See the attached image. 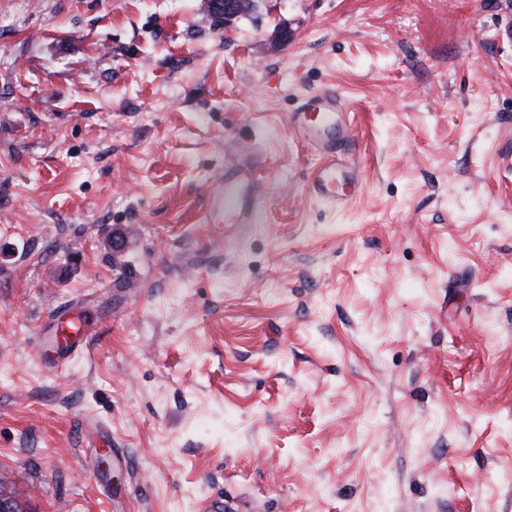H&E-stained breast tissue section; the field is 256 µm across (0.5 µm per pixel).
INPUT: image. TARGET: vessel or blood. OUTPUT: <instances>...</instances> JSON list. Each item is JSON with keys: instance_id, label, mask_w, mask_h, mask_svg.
<instances>
[{"instance_id": "obj_1", "label": "vessel or blood", "mask_w": 512, "mask_h": 512, "mask_svg": "<svg viewBox=\"0 0 512 512\" xmlns=\"http://www.w3.org/2000/svg\"><path fill=\"white\" fill-rule=\"evenodd\" d=\"M288 125L324 158V168L310 183L313 196L326 202H336L337 189L334 170L340 148L352 142L345 97L336 89L325 88L307 97L302 105L288 115ZM257 182L241 176L239 170L228 169L222 182L213 185L211 192L218 211L229 223H250ZM97 320L71 316L69 311L56 312L55 350L47 359L55 369L62 368L79 350L86 349L99 335Z\"/></svg>"}]
</instances>
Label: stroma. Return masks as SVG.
I'll return each mask as SVG.
<instances>
[{
  "instance_id": "1",
  "label": "stroma",
  "mask_w": 512,
  "mask_h": 512,
  "mask_svg": "<svg viewBox=\"0 0 512 512\" xmlns=\"http://www.w3.org/2000/svg\"><path fill=\"white\" fill-rule=\"evenodd\" d=\"M259 4L0 0V481L31 512H512V0ZM328 86L337 205L287 124ZM75 302L107 333L49 372ZM255 0H204L203 10L205 15L208 13H221L224 16L233 15L232 20L250 14L255 7ZM258 182L242 177L238 169L224 170V183L217 182L211 192L216 208L228 218L229 224L252 222L253 199Z\"/></svg>"
}]
</instances>
